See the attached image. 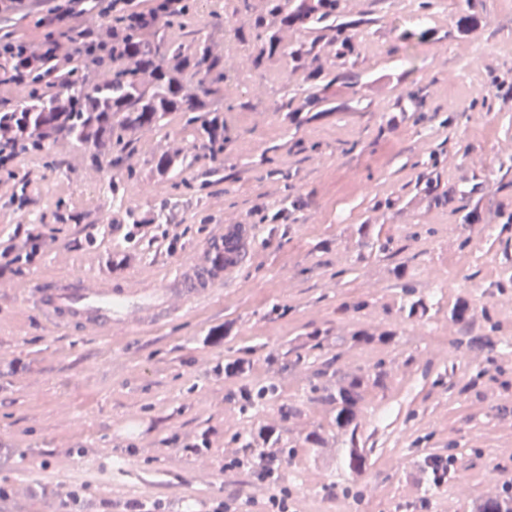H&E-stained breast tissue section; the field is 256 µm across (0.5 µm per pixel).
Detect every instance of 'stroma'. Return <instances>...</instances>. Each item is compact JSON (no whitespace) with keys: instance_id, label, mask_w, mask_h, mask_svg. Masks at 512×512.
<instances>
[{"instance_id":"stroma-1","label":"stroma","mask_w":512,"mask_h":512,"mask_svg":"<svg viewBox=\"0 0 512 512\" xmlns=\"http://www.w3.org/2000/svg\"><path fill=\"white\" fill-rule=\"evenodd\" d=\"M382 16L373 49L364 50L356 97L364 114L339 112L301 128L286 125L276 110L282 70L262 82L267 97L255 110L225 113L230 137L223 159L201 161L179 178L193 182L208 168L219 173L204 197L188 196L156 235L130 243L125 224H59L58 207L77 214L113 212L108 180L88 162L89 152L61 142L49 156L18 157L13 171L28 182V204L17 208L0 188V251L21 247L32 218H40L45 245L32 264L0 277V485L9 491L0 512H54L59 498L84 488L83 512H124L131 500L158 501L168 512H207L213 499H254L262 512L269 495L249 467L224 468L254 428H274L280 443H296L280 485L292 512H470L479 494L512 482V346L488 351L454 349L449 305L465 298L512 324V290L493 284L512 259V239L488 237L495 211H512V188L483 193L480 214L464 226L448 204H431L413 189L420 163L442 148L441 192L452 195L481 183L485 171L469 167L483 154L496 168L501 144L512 142V101L494 85L512 79V11L483 0L486 24L472 37L479 54L449 86L456 57L436 65L430 44L398 48L395 33L411 28L413 0H368ZM421 93L426 108H439L447 126L417 121L409 97ZM489 96V108L475 99ZM401 112L399 129L388 117ZM318 151H290L292 138ZM279 145L278 163L291 174L299 207L288 223L258 224L256 212L277 205L280 180L256 162ZM390 198L392 209H376ZM433 214L419 221V211ZM234 213L251 224L253 257L222 294L144 332L102 338L49 328L18 289L33 279L63 273L87 275L125 259L112 285L163 278L217 233ZM394 239L392 250L361 257L360 225ZM467 248H460L462 238ZM439 299L440 311L419 320L397 311L401 289L395 269ZM452 287H440L444 276ZM363 301L361 310L343 303ZM282 305V315L271 314ZM326 331L324 349L305 348L307 333ZM364 329L396 330L389 344L356 347L341 337ZM336 358L341 372L382 364L385 389L365 395L361 431L368 466L353 476L346 447L337 441L334 412L314 393L322 361ZM242 358L246 380L218 375L217 365ZM454 367L451 388L434 387L438 373ZM275 385L260 406L239 398L241 384ZM323 429L321 448L303 445ZM205 437L208 447L185 445ZM452 457L456 469L440 493L426 497L427 456ZM497 472L488 482V469Z\"/></svg>"}]
</instances>
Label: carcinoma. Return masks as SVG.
Listing matches in <instances>:
<instances>
[{
	"label": "carcinoma",
	"instance_id": "cac0c4a2",
	"mask_svg": "<svg viewBox=\"0 0 512 512\" xmlns=\"http://www.w3.org/2000/svg\"><path fill=\"white\" fill-rule=\"evenodd\" d=\"M448 31L417 25L403 31L398 40L429 43L447 34L466 39L484 22L482 0H467ZM198 0H182L178 9L162 13L158 3H139L124 8L127 19L116 28L108 23L90 28L91 40L105 61L94 64L86 58L74 67L59 71L48 79L34 71L17 85L14 107L0 112L4 140L20 143V154H46L61 141L84 145L91 162L112 168L113 176L125 183L145 179L167 183L174 190L149 216L129 212L130 224H164L184 188L196 193L208 184L192 185L174 180L184 166L200 160L217 161L224 157L229 138L224 135V112L253 108L226 96L229 68L224 45L213 32L224 30L234 17L247 19V27L234 29L235 38L248 51L251 71L262 74L276 61H285V82L277 102L283 121L296 128L318 121L336 111V98L343 92L356 94L360 83L362 50L377 33L382 17L371 11L353 15L344 0H321L311 8L310 0H262L256 12L253 0H224L231 12L213 10L197 22ZM71 100L68 112L60 111L61 100ZM191 137V149L176 155L172 151L156 154L149 168L130 163L136 143L146 131L163 130L173 118ZM415 183L416 191L438 203L440 159L433 152L422 163ZM457 209L463 212L462 224L472 222L478 210L474 193L460 191ZM296 207L288 191H283L275 211L264 216L265 224H284L288 208ZM363 227V247L369 251L390 249L392 238L367 235ZM434 309L429 296L406 281L402 284L399 311L411 319ZM471 302L458 301L448 310V321L468 332L474 324ZM396 336L393 330L377 336L365 330L343 339L348 345L386 343ZM386 373L381 366L360 368L339 376L336 389L323 386L322 398L335 406L336 434L345 437L351 472L362 473L365 461L360 416L368 389L385 388ZM475 512H512V492L501 490L495 497H480Z\"/></svg>",
	"mask_w": 512,
	"mask_h": 512
}]
</instances>
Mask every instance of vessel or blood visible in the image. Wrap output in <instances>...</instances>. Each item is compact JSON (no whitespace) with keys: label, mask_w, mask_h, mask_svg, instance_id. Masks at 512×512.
<instances>
[{"label":"vessel or blood","mask_w":512,"mask_h":512,"mask_svg":"<svg viewBox=\"0 0 512 512\" xmlns=\"http://www.w3.org/2000/svg\"><path fill=\"white\" fill-rule=\"evenodd\" d=\"M252 250L251 227L233 214L172 276L116 289L108 273L36 280L23 288L22 300L57 329L81 336H109L142 330L183 313L190 303L210 300L232 281Z\"/></svg>","instance_id":"b4317fda"}]
</instances>
